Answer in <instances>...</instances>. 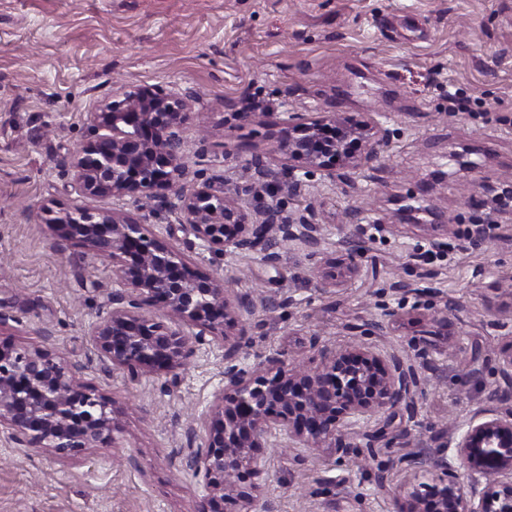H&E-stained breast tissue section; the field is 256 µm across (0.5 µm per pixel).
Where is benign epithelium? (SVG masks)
<instances>
[{
    "label": "benign epithelium",
    "instance_id": "7a95c632",
    "mask_svg": "<svg viewBox=\"0 0 512 512\" xmlns=\"http://www.w3.org/2000/svg\"><path fill=\"white\" fill-rule=\"evenodd\" d=\"M195 100L176 88L130 85L96 113L91 137L64 163L78 197L116 198L140 218L75 204L49 211L47 223L61 239L112 260L116 289L88 336L113 368L137 380L183 369L206 342L224 351V388L211 413L189 427L202 432V443L183 451L205 491L197 512H268L266 464L254 449L286 441L292 448H329L341 461L353 452L373 457L396 447L409 435L394 430L396 419H414L424 393L416 362L426 351L414 344L413 353L384 354L356 342L322 346L314 336L316 357L287 364L273 353L241 363L254 302L217 270L190 261L171 239L180 231L191 250L259 253L271 267L280 260L275 247L287 243L306 250L313 268L327 265L315 209L284 207L285 186H300L290 162L303 159L334 183L336 159L353 168L373 161L386 130L376 121L351 125L334 112H285L280 166L254 157L245 165L250 176L229 194L218 156L209 160L211 176L193 182L202 173L187 163L183 132L197 116ZM260 187L270 201L253 210L248 201ZM160 214L163 234L147 228ZM492 374L506 388L455 423L439 453L393 460L404 472L393 512H512V351L498 358ZM115 430L112 401L87 386L64 353L0 345V434L14 447L76 456L115 441Z\"/></svg>",
    "mask_w": 512,
    "mask_h": 512
}]
</instances>
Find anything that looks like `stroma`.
<instances>
[{
	"mask_svg": "<svg viewBox=\"0 0 512 512\" xmlns=\"http://www.w3.org/2000/svg\"><path fill=\"white\" fill-rule=\"evenodd\" d=\"M176 83L196 92L203 119L187 126L186 149L222 155L228 190L253 156L277 163L284 136L242 111L318 108L388 131L376 159L335 183L295 162L302 184L284 196L318 211L342 288L319 291L305 252L288 245L273 268L257 254L190 252L256 298L247 363L310 357L311 337L350 342L367 322L384 325L369 345L403 348L432 323L417 416L395 422L429 455L448 421L485 404L461 369L495 365L512 346L494 327L512 311L495 288L512 278V0H0V310L14 317L0 341L63 352L119 422L115 445L78 457L0 441V512H196L203 488L178 452L224 385L222 350L159 377L113 369L87 334L112 296V264L46 222L77 199L62 163L101 106L130 84ZM452 91L465 109L449 111ZM349 224L367 229L354 277L340 263ZM429 243V262L417 260ZM259 454L271 512H392L404 483L383 450L341 463L327 448Z\"/></svg>",
	"mask_w": 512,
	"mask_h": 512,
	"instance_id": "1",
	"label": "stroma"
}]
</instances>
